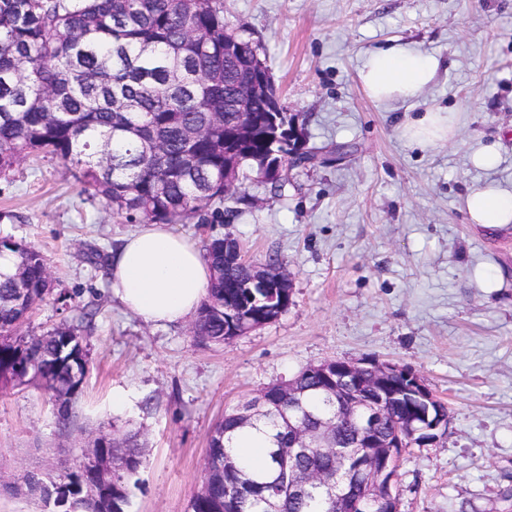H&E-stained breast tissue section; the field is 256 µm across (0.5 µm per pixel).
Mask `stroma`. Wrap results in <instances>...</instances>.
I'll return each mask as SVG.
<instances>
[{
    "mask_svg": "<svg viewBox=\"0 0 512 512\" xmlns=\"http://www.w3.org/2000/svg\"><path fill=\"white\" fill-rule=\"evenodd\" d=\"M224 21L261 42L321 161L290 170L278 191L247 180L218 223L173 230L199 248L231 237L257 264L279 259L290 304L220 345L198 344L187 320L143 323L89 259L135 225L58 159H20L0 177V237L41 250L71 296L65 310L36 306L26 328L42 333L85 307L97 315L68 427L51 393L0 390V512H42L12 486L82 460L99 435L131 431L142 464L126 512H188L225 408L326 359L412 368L448 404L445 433L399 462L400 512H512V224H473L464 210L473 186L512 190V0H224ZM397 44L437 57V74L413 99L373 101L358 70ZM435 110L456 113L455 136L408 143L402 124ZM491 142L498 164L477 166Z\"/></svg>",
    "mask_w": 512,
    "mask_h": 512,
    "instance_id": "obj_1",
    "label": "stroma"
}]
</instances>
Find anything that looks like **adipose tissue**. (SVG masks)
I'll use <instances>...</instances> for the list:
<instances>
[{"mask_svg":"<svg viewBox=\"0 0 512 512\" xmlns=\"http://www.w3.org/2000/svg\"><path fill=\"white\" fill-rule=\"evenodd\" d=\"M438 62L407 47L370 54L358 71L359 81L378 102L415 97L434 78ZM409 142L428 146L455 134L451 115L425 113L403 128ZM472 223H512V191L474 187L466 197ZM109 275L122 303L147 324L174 322L193 314L203 302L209 267L197 248L164 225L148 224L113 249Z\"/></svg>","mask_w":512,"mask_h":512,"instance_id":"adipose-tissue-1","label":"adipose tissue"}]
</instances>
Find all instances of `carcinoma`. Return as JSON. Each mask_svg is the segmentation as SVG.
<instances>
[{
  "label": "carcinoma",
  "instance_id": "obj_1",
  "mask_svg": "<svg viewBox=\"0 0 512 512\" xmlns=\"http://www.w3.org/2000/svg\"><path fill=\"white\" fill-rule=\"evenodd\" d=\"M262 47L244 28L224 24V0H0V176L23 157L51 154L102 206L129 223L197 224L224 213V131L238 125L230 108L247 82L241 58L270 74ZM215 102L221 113L203 112L198 98ZM249 119L260 136L230 146L234 164L256 171L275 191L259 159L281 151L275 138L276 113L257 95ZM199 130L190 140L186 132ZM212 269L208 297L192 325L201 344L234 339L224 321V285L245 280L249 267L224 262L221 238L204 244ZM0 389L12 386L17 364L32 363L29 383L46 388L58 402L61 426L82 389L89 351L83 333L93 312L83 311L41 334L23 330L34 306L53 295L45 256L36 248L0 238ZM242 314L254 322L281 315L288 303L270 304L257 289L241 291ZM305 406L320 417L336 412V399L319 390L322 381L301 370L294 376ZM425 407L404 394L388 400L385 418L374 431L383 439ZM233 407L211 431L206 449L214 473L190 502V512H263L262 499L292 468L336 472V482L360 489L356 475L338 470L336 457L311 448L285 465L274 438L287 421L278 409L241 426ZM259 440L264 463L240 460L233 445L244 433ZM358 428L343 423L336 444L346 455H368ZM95 454L99 466H81L26 479L30 492L49 512H125L128 484L142 464L137 435L120 442L104 435ZM112 471V481L103 472ZM279 512H330L325 487L280 495Z\"/></svg>",
  "mask_w": 512,
  "mask_h": 512
}]
</instances>
